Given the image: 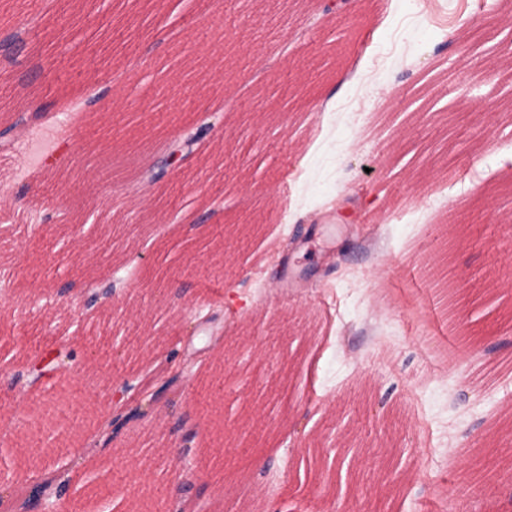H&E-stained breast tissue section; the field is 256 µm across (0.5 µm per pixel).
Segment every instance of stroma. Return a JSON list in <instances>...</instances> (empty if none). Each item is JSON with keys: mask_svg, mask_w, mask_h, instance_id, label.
Listing matches in <instances>:
<instances>
[{"mask_svg": "<svg viewBox=\"0 0 512 512\" xmlns=\"http://www.w3.org/2000/svg\"><path fill=\"white\" fill-rule=\"evenodd\" d=\"M278 2L254 40L218 35L196 0H37L27 43L48 63L25 87L0 77V125L31 92L55 114L0 149V446L15 451L13 482L37 471L27 451L46 446L47 412L56 439L82 441L71 487L97 475L119 499L137 477L210 512H445L452 498L460 512H512V479L476 489L490 460L512 462V316L489 297L512 282V0ZM163 86L213 130L148 186L175 137L151 121ZM103 89L95 128L63 107ZM59 203L78 235L41 225ZM215 224L244 242L224 245L225 285L192 330ZM78 275L126 292L86 313L82 295L59 293ZM64 340L71 369L18 394L11 371ZM164 360L187 367L165 428L130 423L99 451L115 389ZM202 373L223 378L229 413L255 408L271 431L199 426L184 472L178 418ZM344 428L349 444L387 450L388 475L357 459L353 490L344 473L305 476L306 449ZM228 448L241 474L212 479Z\"/></svg>", "mask_w": 512, "mask_h": 512, "instance_id": "1", "label": "stroma"}]
</instances>
